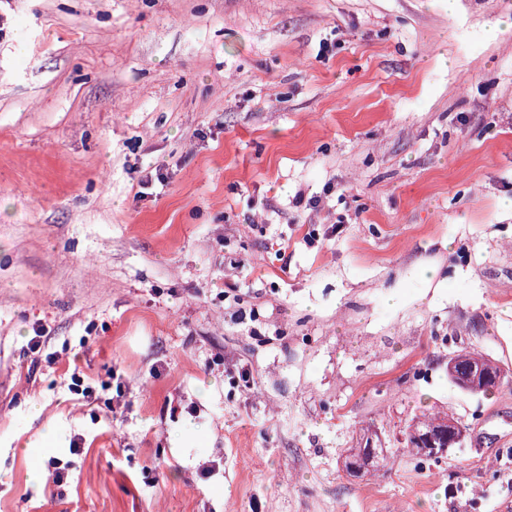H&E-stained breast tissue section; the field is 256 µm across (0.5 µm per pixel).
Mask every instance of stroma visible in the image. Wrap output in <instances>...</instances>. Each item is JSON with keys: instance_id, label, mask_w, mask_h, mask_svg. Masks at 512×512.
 Segmentation results:
<instances>
[{"instance_id": "1", "label": "stroma", "mask_w": 512, "mask_h": 512, "mask_svg": "<svg viewBox=\"0 0 512 512\" xmlns=\"http://www.w3.org/2000/svg\"><path fill=\"white\" fill-rule=\"evenodd\" d=\"M463 347L512 368V0H0V512H505ZM450 421H454L459 424L457 419L445 413L423 414L422 418H418V420L414 421V423L408 428H415L419 431H437L444 427H448V422ZM423 438L426 440V452H429L432 457L441 458L446 457L453 448L463 442L464 431L459 434L457 425L454 426L452 423L450 424V427H448V433L444 438H436L430 434L423 436ZM202 437L196 426L191 421L181 424L171 441L172 448H198L201 445Z\"/></svg>"}]
</instances>
